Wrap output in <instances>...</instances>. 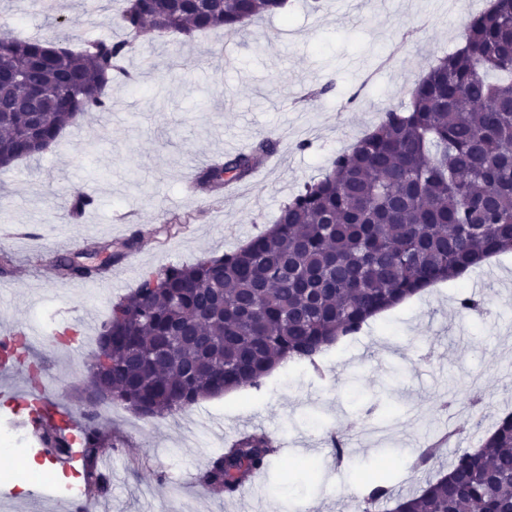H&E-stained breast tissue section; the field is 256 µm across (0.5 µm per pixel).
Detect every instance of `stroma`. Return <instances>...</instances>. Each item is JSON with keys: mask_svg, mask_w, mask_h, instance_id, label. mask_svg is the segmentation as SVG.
<instances>
[{"mask_svg": "<svg viewBox=\"0 0 512 512\" xmlns=\"http://www.w3.org/2000/svg\"><path fill=\"white\" fill-rule=\"evenodd\" d=\"M0 0V27L21 37H73L76 43L120 39L112 19L118 0ZM448 0H288L242 34L211 32L183 46H138L128 62L136 83H113L112 109L86 114L43 154L0 169V329L34 324L44 341L47 393L81 414L91 350H69L53 336L59 324L94 336L112 302L136 288L142 271L189 264L235 250L265 231L280 207L320 177L337 153L370 130L384 111L407 104L433 61L463 43L464 14ZM152 67H144V60ZM278 141L279 164L260 168L234 195L189 196L187 181L211 158ZM307 149H299L300 141ZM95 204L72 215L70 193ZM189 213L191 223L165 233L163 218ZM139 244L112 267V281L61 279L54 254L88 242ZM476 297L485 313L462 315ZM464 345H457V338ZM512 412V252L496 255L469 278L440 282L367 322L322 357L321 372L286 363L260 389L207 398L191 410L147 421L126 406H101L100 425L113 447L102 462L110 494L98 512H358L363 478L385 473L394 492L435 478L456 449L476 447L503 412ZM351 441L348 466L329 465L326 427ZM456 429L427 469H415L422 445ZM269 433L281 450L245 497L211 493L198 477L225 442L243 430ZM40 465L25 488L0 482V512H52L72 475Z\"/></svg>", "mask_w": 512, "mask_h": 512, "instance_id": "35a3bbf8", "label": "stroma"}]
</instances>
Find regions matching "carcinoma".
Wrapping results in <instances>:
<instances>
[{
    "instance_id": "cac0c4a2",
    "label": "carcinoma",
    "mask_w": 512,
    "mask_h": 512,
    "mask_svg": "<svg viewBox=\"0 0 512 512\" xmlns=\"http://www.w3.org/2000/svg\"><path fill=\"white\" fill-rule=\"evenodd\" d=\"M285 0H124L119 40L71 46L68 40L10 38L0 68L21 81L0 92V169L39 155L31 132L56 143L88 112H107L106 88L131 80L121 66L141 41L185 44L213 29L237 34L246 22L278 13ZM269 138L205 167L198 185L218 193L250 177L274 150ZM71 213L94 205L70 195ZM139 242L109 252L119 262ZM512 251V0H492L466 25L464 45L437 58L404 107L336 154L320 178L284 203L273 223L232 252L144 272L112 303L92 358L111 363L88 387L107 385L118 401L141 406L144 420L195 407L238 389H259L278 366L319 369L323 353L357 334L369 318L491 255ZM67 279H94L100 267L61 258ZM93 407L83 412L78 446L69 425L38 433L44 455H82L80 488L105 497L99 469L105 436ZM277 448L246 431L200 477L212 493L236 496L268 469ZM360 512H512V413L476 452L458 451L444 478L396 494L372 477Z\"/></svg>"
}]
</instances>
